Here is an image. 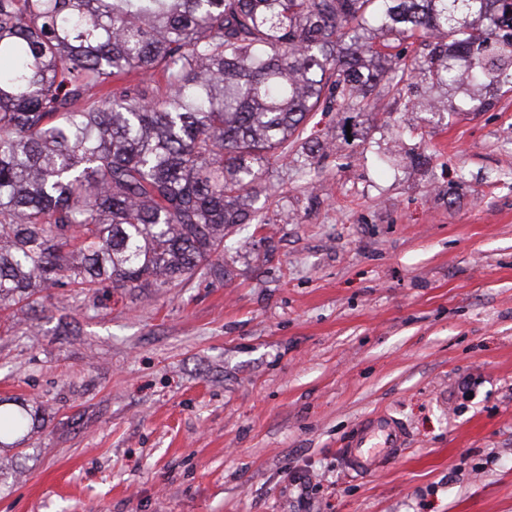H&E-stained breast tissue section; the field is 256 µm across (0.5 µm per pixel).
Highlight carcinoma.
<instances>
[{
    "label": "carcinoma",
    "mask_w": 512,
    "mask_h": 512,
    "mask_svg": "<svg viewBox=\"0 0 512 512\" xmlns=\"http://www.w3.org/2000/svg\"><path fill=\"white\" fill-rule=\"evenodd\" d=\"M414 77L512 85V0H0V310L205 274L308 113ZM41 410L1 397L0 447Z\"/></svg>",
    "instance_id": "1"
}]
</instances>
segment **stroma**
Masks as SVG:
<instances>
[{
    "instance_id": "stroma-1",
    "label": "stroma",
    "mask_w": 512,
    "mask_h": 512,
    "mask_svg": "<svg viewBox=\"0 0 512 512\" xmlns=\"http://www.w3.org/2000/svg\"><path fill=\"white\" fill-rule=\"evenodd\" d=\"M483 97L310 113L223 276L0 312V397L43 409L0 512H512V90ZM379 413L409 446L355 473ZM381 439L379 450L372 448L371 441ZM407 430L404 425L388 414L369 418L356 428L348 448H341L348 467L356 472H372L383 469L397 460L406 450Z\"/></svg>"
}]
</instances>
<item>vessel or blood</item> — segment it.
<instances>
[{
  "label": "vessel or blood",
  "instance_id": "vessel-or-blood-1",
  "mask_svg": "<svg viewBox=\"0 0 512 512\" xmlns=\"http://www.w3.org/2000/svg\"><path fill=\"white\" fill-rule=\"evenodd\" d=\"M407 430L387 414H381L359 425L342 455L348 467L356 472H372L387 467L405 451Z\"/></svg>",
  "mask_w": 512,
  "mask_h": 512
}]
</instances>
